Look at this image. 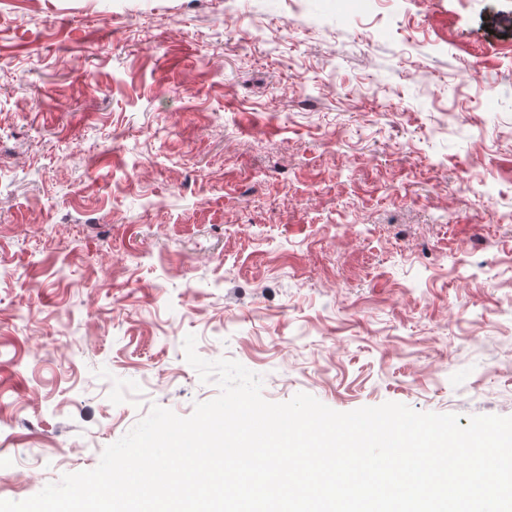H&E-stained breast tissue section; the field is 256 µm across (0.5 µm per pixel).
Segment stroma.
<instances>
[{"instance_id":"1","label":"stroma","mask_w":512,"mask_h":512,"mask_svg":"<svg viewBox=\"0 0 512 512\" xmlns=\"http://www.w3.org/2000/svg\"><path fill=\"white\" fill-rule=\"evenodd\" d=\"M512 416V0H0V499L152 405Z\"/></svg>"}]
</instances>
